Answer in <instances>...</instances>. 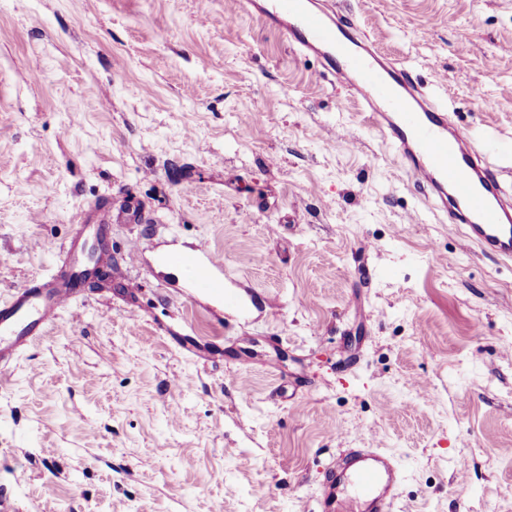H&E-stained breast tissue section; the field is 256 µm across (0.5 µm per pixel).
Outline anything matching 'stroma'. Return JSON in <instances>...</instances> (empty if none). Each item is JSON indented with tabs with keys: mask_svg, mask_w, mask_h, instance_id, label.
<instances>
[{
	"mask_svg": "<svg viewBox=\"0 0 512 512\" xmlns=\"http://www.w3.org/2000/svg\"><path fill=\"white\" fill-rule=\"evenodd\" d=\"M346 2L512 170V0ZM99 203L104 280L0 384L19 512H314L351 448L394 512H512V263L315 57L237 0H0V298ZM201 240L246 313L157 265Z\"/></svg>",
	"mask_w": 512,
	"mask_h": 512,
	"instance_id": "35a3bbf8",
	"label": "stroma"
}]
</instances>
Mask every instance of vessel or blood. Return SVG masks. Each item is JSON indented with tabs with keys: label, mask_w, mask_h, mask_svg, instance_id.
Segmentation results:
<instances>
[{
	"label": "vessel or blood",
	"mask_w": 512,
	"mask_h": 512,
	"mask_svg": "<svg viewBox=\"0 0 512 512\" xmlns=\"http://www.w3.org/2000/svg\"><path fill=\"white\" fill-rule=\"evenodd\" d=\"M245 11L306 52L321 57L369 112L397 158L417 185L426 188L449 224L465 227L485 254L512 259V195L502 173L487 154L496 146L488 138L476 150L468 130L429 98L403 66L379 56L355 23L339 11L317 8L315 0H243ZM112 222L102 206L95 220L79 225L74 238L49 273L10 291L0 300V381L14 356L42 336L59 312L81 294V279L91 266L87 238ZM162 264L186 271L193 294L240 310L241 297L224 284V258L205 242L163 254ZM402 474L393 458L376 448H358L337 463L318 499L317 512H341L342 494L352 490L363 512H392Z\"/></svg>",
	"instance_id": "vessel-or-blood-1"
}]
</instances>
